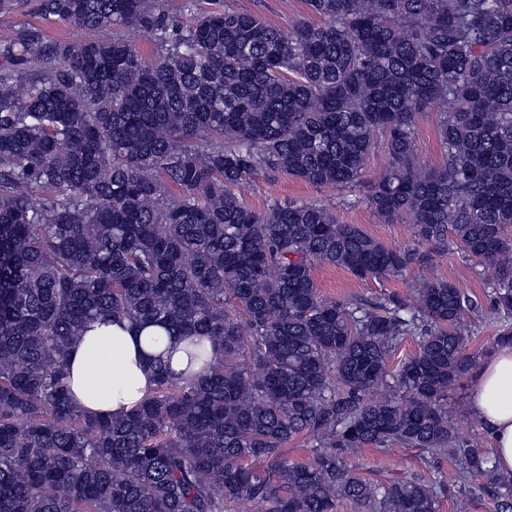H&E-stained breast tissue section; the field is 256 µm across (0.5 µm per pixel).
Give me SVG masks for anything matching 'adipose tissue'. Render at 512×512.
I'll list each match as a JSON object with an SVG mask.
<instances>
[{"label":"adipose tissue","mask_w":512,"mask_h":512,"mask_svg":"<svg viewBox=\"0 0 512 512\" xmlns=\"http://www.w3.org/2000/svg\"><path fill=\"white\" fill-rule=\"evenodd\" d=\"M191 347L180 336L138 328L129 322L96 324L71 353L73 403L93 415H122L135 409L155 386L152 359L163 358L177 376L198 372ZM468 406L488 434L498 472L512 476V345L497 348L476 372Z\"/></svg>","instance_id":"1"}]
</instances>
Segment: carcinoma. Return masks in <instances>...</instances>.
I'll list each match as a JSON object with an SVG mask.
<instances>
[{
	"label": "carcinoma",
	"instance_id": "1",
	"mask_svg": "<svg viewBox=\"0 0 512 512\" xmlns=\"http://www.w3.org/2000/svg\"><path fill=\"white\" fill-rule=\"evenodd\" d=\"M160 2L35 0L82 39L22 27L0 45V512H439L443 477L350 470L343 451L369 447L447 455L454 485L488 476L512 512V478L451 418L477 301L428 279L327 301L317 265L379 278L433 254L316 203L255 211L237 194L268 173L355 187L382 134L368 206L478 261L494 346L512 344V0H308L320 22L287 33L225 0H184L187 19ZM431 110L443 163L428 169ZM112 317L214 354L193 377L157 365L128 416L88 414L68 357ZM408 337L417 352L389 371ZM305 435L312 461L289 463ZM417 146L420 160L427 167L436 168L443 163L437 144L435 114L432 112L419 117Z\"/></svg>",
	"mask_w": 512,
	"mask_h": 512
}]
</instances>
